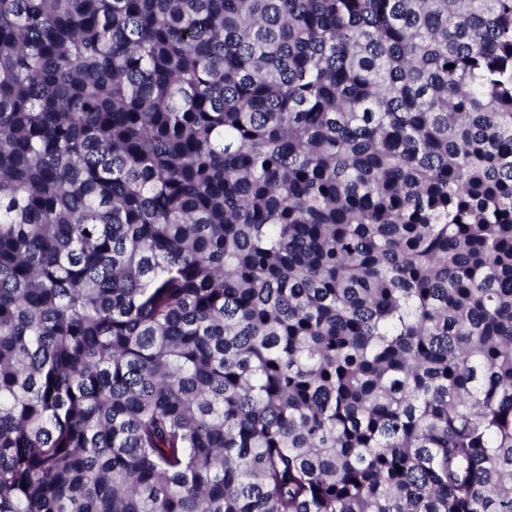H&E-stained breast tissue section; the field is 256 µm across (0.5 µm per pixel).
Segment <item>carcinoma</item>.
I'll use <instances>...</instances> for the list:
<instances>
[{"mask_svg": "<svg viewBox=\"0 0 512 512\" xmlns=\"http://www.w3.org/2000/svg\"><path fill=\"white\" fill-rule=\"evenodd\" d=\"M0 512H512V0H0Z\"/></svg>", "mask_w": 512, "mask_h": 512, "instance_id": "1", "label": "carcinoma"}]
</instances>
